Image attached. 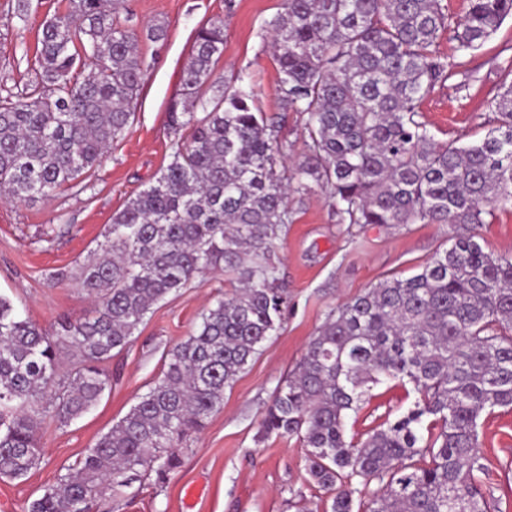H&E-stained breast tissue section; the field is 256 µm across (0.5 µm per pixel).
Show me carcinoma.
<instances>
[{
	"mask_svg": "<svg viewBox=\"0 0 512 512\" xmlns=\"http://www.w3.org/2000/svg\"><path fill=\"white\" fill-rule=\"evenodd\" d=\"M470 3L454 25L441 0H282L265 28L280 106L305 121L306 154L291 172L251 81L213 79L224 20L197 31L182 98L168 110L172 159L113 215L100 254L81 268L93 309L48 332L0 295V477L38 465L44 420L97 404L110 384L103 363L156 303L207 270L239 287L201 314L166 352L163 377L28 512H86L91 488L116 497L141 472L163 483L179 466L175 449L282 325L275 249L293 223L292 196L325 192L349 225L468 226L512 209V83L491 102L497 126L477 142L438 144L422 120V102L457 66L437 50L443 33L471 52L512 17V0ZM120 7L69 0L42 24L34 80L0 97V196H51L124 132L148 62ZM62 345L83 365L58 382ZM382 379L411 384L419 400L366 439H347L349 412ZM496 408H512V260L459 233L420 272L327 313L274 388L261 435L302 442L305 470L331 500L314 512H490L478 427ZM374 480L382 487L369 496Z\"/></svg>",
	"mask_w": 512,
	"mask_h": 512,
	"instance_id": "obj_1",
	"label": "carcinoma"
}]
</instances>
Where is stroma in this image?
<instances>
[{"label":"stroma","instance_id":"35a3bbf8","mask_svg":"<svg viewBox=\"0 0 512 512\" xmlns=\"http://www.w3.org/2000/svg\"><path fill=\"white\" fill-rule=\"evenodd\" d=\"M15 5L16 0H0L2 96L26 91L34 78L39 25L65 11L68 0H28L21 14ZM279 10L280 0H123L122 14L130 27L141 32L160 23L168 34L164 44H142L150 67L124 133L99 165L52 198L19 202L0 197V294L12 300L21 316L50 331L61 318L90 311L80 269L104 241L113 215L170 162L174 139L167 126L168 106L181 96L195 32L210 20H224V53L216 75L249 77L263 111L280 127L284 164L297 163L304 152V121L299 113L280 108L276 65L263 28ZM438 50L458 67L422 103L424 119L436 141L460 145L480 140L496 125L490 101L512 83V19L477 51L458 53L448 32ZM292 208L293 222L276 248L277 276L288 292L277 334L225 390L223 407L189 438L179 467L165 483L140 477L127 496H96L87 512H183L190 490L195 493L193 512H312L325 499V492L308 481L299 440L260 434L272 391L296 367L330 309L379 282L417 273L436 251L448 248L456 228L347 226L339 223L320 191ZM474 233L485 251L512 258V209L496 212ZM58 272L63 280L52 283L51 274ZM235 286L231 276L207 271L155 305L129 345L106 363L112 383L99 402L69 422L45 420L38 466L21 479L0 478V512H25L59 474L75 465L162 377L166 351L191 333L209 304ZM417 399L408 384L383 380L371 385L347 420V436L366 439L383 423L406 414ZM479 435L482 462L491 477L487 496L498 512H512V409L483 414Z\"/></svg>","mask_w":512,"mask_h":512}]
</instances>
